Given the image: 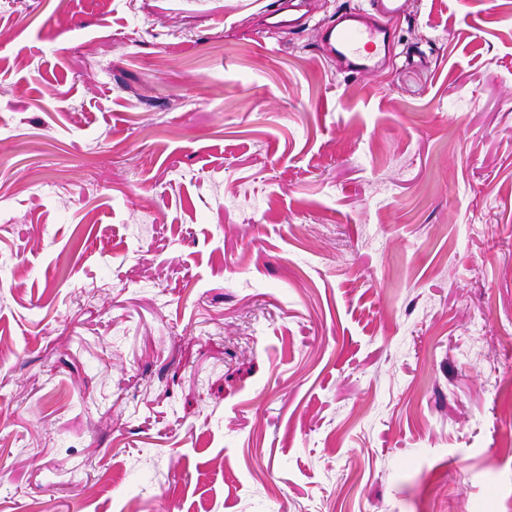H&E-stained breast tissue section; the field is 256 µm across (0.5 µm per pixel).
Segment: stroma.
<instances>
[{
  "label": "stroma",
  "instance_id": "1",
  "mask_svg": "<svg viewBox=\"0 0 512 512\" xmlns=\"http://www.w3.org/2000/svg\"><path fill=\"white\" fill-rule=\"evenodd\" d=\"M0 0V512H507L512 0ZM371 11L345 9L336 22L319 33L320 43L348 72L372 74L378 69L375 52L390 37L389 22L403 15L405 0H372Z\"/></svg>",
  "mask_w": 512,
  "mask_h": 512
}]
</instances>
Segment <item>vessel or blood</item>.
I'll list each match as a JSON object with an SVG mask.
<instances>
[{
    "instance_id": "1",
    "label": "vessel or blood",
    "mask_w": 512,
    "mask_h": 512,
    "mask_svg": "<svg viewBox=\"0 0 512 512\" xmlns=\"http://www.w3.org/2000/svg\"><path fill=\"white\" fill-rule=\"evenodd\" d=\"M407 6V0H371L370 8L345 9L320 32L319 41L346 71L374 73L377 47L389 38L390 21L403 15Z\"/></svg>"
}]
</instances>
